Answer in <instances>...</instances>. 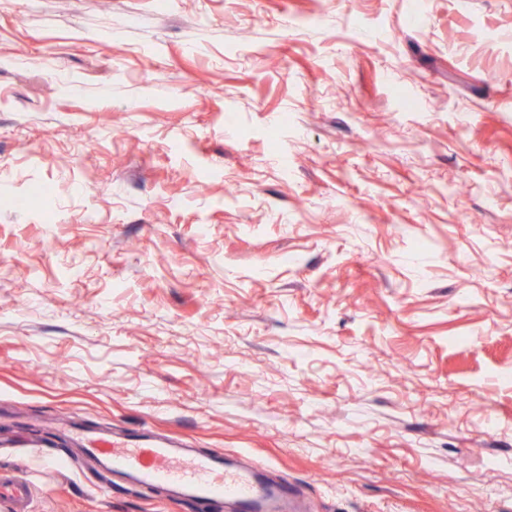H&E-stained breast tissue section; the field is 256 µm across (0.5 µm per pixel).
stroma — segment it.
Masks as SVG:
<instances>
[{"label":"stroma","mask_w":512,"mask_h":512,"mask_svg":"<svg viewBox=\"0 0 512 512\" xmlns=\"http://www.w3.org/2000/svg\"><path fill=\"white\" fill-rule=\"evenodd\" d=\"M69 426L512 512V0H0V472L222 512Z\"/></svg>","instance_id":"obj_1"}]
</instances>
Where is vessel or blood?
I'll return each mask as SVG.
<instances>
[{"mask_svg":"<svg viewBox=\"0 0 512 512\" xmlns=\"http://www.w3.org/2000/svg\"><path fill=\"white\" fill-rule=\"evenodd\" d=\"M74 442L113 471L133 474L141 485L162 486L204 502L234 503L235 512H294L287 481L268 482L242 463L210 454L190 455L173 438L142 434L116 438L112 434L77 431ZM31 489L26 481L0 475V503L10 512H27Z\"/></svg>","mask_w":512,"mask_h":512,"instance_id":"vessel-or-blood-1","label":"vessel or blood"}]
</instances>
